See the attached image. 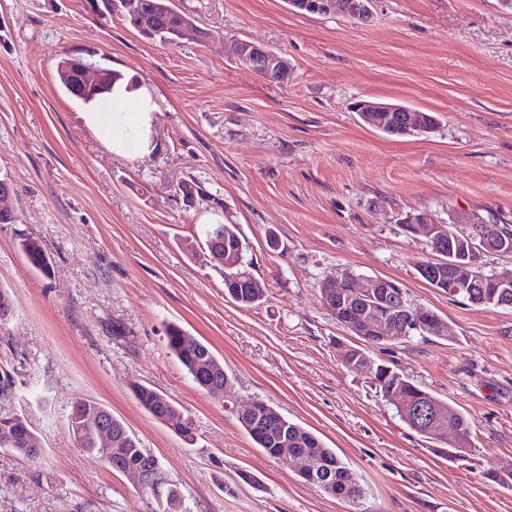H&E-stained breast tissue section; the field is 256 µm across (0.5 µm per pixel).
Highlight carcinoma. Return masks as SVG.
I'll return each instance as SVG.
<instances>
[{"label":"carcinoma","instance_id":"obj_1","mask_svg":"<svg viewBox=\"0 0 512 512\" xmlns=\"http://www.w3.org/2000/svg\"><path fill=\"white\" fill-rule=\"evenodd\" d=\"M124 14L133 10H149L158 19L159 32L155 38L167 44L169 39L175 37V32L185 20L191 16L176 8L172 0H119ZM121 74L107 68L96 67L85 73L77 72L70 64V59L63 58L57 65V79L62 88L72 96L87 100L96 94L109 90ZM360 118L369 127L388 135H403L402 113H392L388 125L380 127L376 122L374 113H360ZM501 232L512 235L511 224H474L470 237H493ZM204 244L206 250H222L240 260V266L234 270H222L224 290L237 304L244 308H251L263 302L266 298L267 287L251 271V262L245 259L247 246L236 224H208L205 228ZM426 245L431 254L437 256L438 266L436 275L439 280L425 279V282L433 288L447 291L445 283L448 282V267L457 259L466 256L464 247L455 241H446L438 245L437 240L428 239ZM19 247L26 259L36 269L46 273L49 270L46 251L43 244L33 237L23 236L19 239ZM459 298L468 303L480 307H499V296L491 288H468L459 294ZM167 346L170 352L177 358L194 383L201 389L214 394L218 381H211L205 375H199L197 364L201 355L207 354L216 357L209 345L190 335L178 326L169 328L167 332ZM373 362L367 349L362 347L350 348V359L345 366L355 372L366 370L365 364ZM375 386L379 388L382 397L393 407H398V402L404 398L416 399L423 403L436 402L438 398L430 392L415 384L409 378L393 371L384 364L374 365ZM15 374L8 371L0 372V438L7 437L11 440L9 450L14 454L27 459L35 460V449L28 446L29 438L34 436L26 417L14 407L16 398ZM135 398L140 405L155 419L163 422L170 428L181 434L190 432L187 418L176 404L163 402L158 398V392L147 386H138L134 389ZM264 411L275 415L279 421V428L271 434H259L255 432L253 421L243 417L240 420L242 427L249 433L255 444L267 455H274L281 435L288 436V447L295 448L309 456L322 470V476L316 486L325 493L337 498L347 499L359 505L364 497V491L358 481V477L332 449L326 447L323 442L311 431L288 420L273 406L263 404ZM98 412L96 403L89 400H76L71 405L69 418L80 420L87 433L79 442L81 448L95 447L94 427L95 421L91 415ZM446 422L457 430L460 442L452 447L450 454L461 457L466 454L470 444L472 430L471 420L463 413L448 410ZM112 426V436L118 440L122 448L120 461L125 464L140 465L147 461L145 455L148 451L142 448L140 440L132 434L118 419L109 421Z\"/></svg>","mask_w":512,"mask_h":512}]
</instances>
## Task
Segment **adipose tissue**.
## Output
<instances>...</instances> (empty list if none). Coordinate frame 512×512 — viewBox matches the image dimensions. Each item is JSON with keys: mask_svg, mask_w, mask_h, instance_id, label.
<instances>
[{"mask_svg": "<svg viewBox=\"0 0 512 512\" xmlns=\"http://www.w3.org/2000/svg\"><path fill=\"white\" fill-rule=\"evenodd\" d=\"M156 109L153 89L125 78L114 85L111 93L87 103L82 117L112 154L137 159L150 151V128Z\"/></svg>", "mask_w": 512, "mask_h": 512, "instance_id": "obj_1", "label": "adipose tissue"}]
</instances>
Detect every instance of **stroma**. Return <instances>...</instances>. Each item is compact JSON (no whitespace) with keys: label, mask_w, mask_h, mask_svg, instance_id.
Returning <instances> with one entry per match:
<instances>
[{"label":"stroma","mask_w":512,"mask_h":512,"mask_svg":"<svg viewBox=\"0 0 512 512\" xmlns=\"http://www.w3.org/2000/svg\"><path fill=\"white\" fill-rule=\"evenodd\" d=\"M209 30L177 46L143 37L104 0H0V179L16 223L0 224V369L44 455L0 449V512H161L130 476L79 448L72 402L108 407L157 456L190 512H354L257 448L237 416L253 401L314 432L356 473L370 512H512V309L431 288L418 266L430 214L512 224V10L500 0H375L374 20L292 10L286 0H174ZM290 62L272 82L228 56L231 39ZM78 57L153 87L151 151L113 155L56 82ZM436 116L422 136L366 126L357 102ZM238 225L268 297L244 309L224 292L204 244L205 207ZM40 240L49 274L20 235ZM382 277L433 310L451 337L374 346L472 422L466 458L416 433L342 355L358 338L324 308L322 281ZM205 341L229 384L200 389L167 347L169 326ZM148 385L180 405L191 436L133 395Z\"/></svg>","instance_id":"obj_1"}]
</instances>
